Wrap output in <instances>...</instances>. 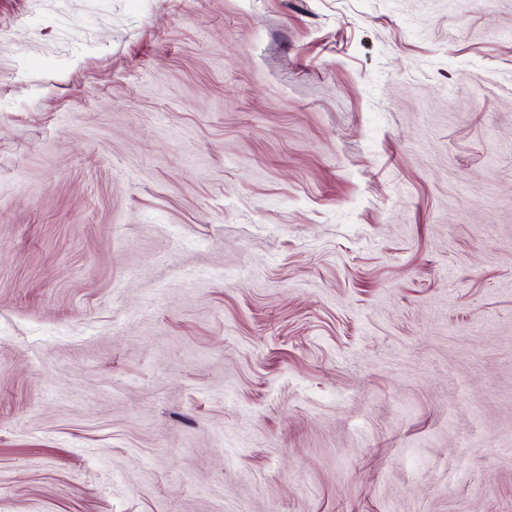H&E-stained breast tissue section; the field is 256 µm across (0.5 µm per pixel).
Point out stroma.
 I'll return each mask as SVG.
<instances>
[{
    "instance_id": "1",
    "label": "stroma",
    "mask_w": 512,
    "mask_h": 512,
    "mask_svg": "<svg viewBox=\"0 0 512 512\" xmlns=\"http://www.w3.org/2000/svg\"><path fill=\"white\" fill-rule=\"evenodd\" d=\"M0 512H512V0H0Z\"/></svg>"
}]
</instances>
